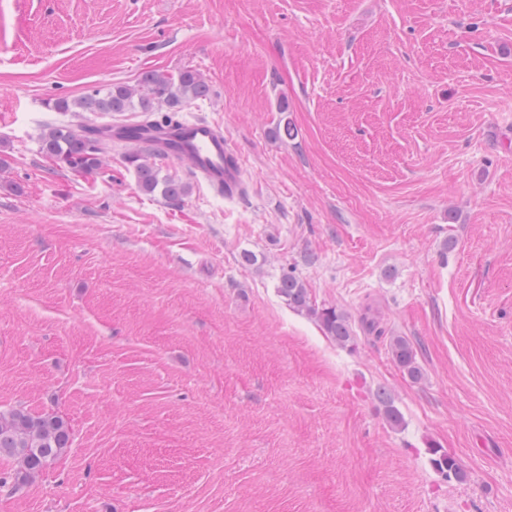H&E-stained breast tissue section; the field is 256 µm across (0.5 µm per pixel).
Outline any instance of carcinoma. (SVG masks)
Here are the masks:
<instances>
[{"label": "carcinoma", "instance_id": "obj_1", "mask_svg": "<svg viewBox=\"0 0 512 512\" xmlns=\"http://www.w3.org/2000/svg\"><path fill=\"white\" fill-rule=\"evenodd\" d=\"M209 93L203 77L193 69L181 71L177 78L157 71L141 75L134 87L112 84L93 89L81 96L58 98L52 108L58 112H140L143 119H153L154 113H163L162 121L169 124L179 119L184 104L201 99ZM40 140L43 152L55 159L67 162L81 172L98 168L99 155L112 149V138L106 128L80 122L67 126H53L45 130ZM153 153L142 154L130 147L128 160L138 173V187L146 194L160 193L176 200L187 192L186 186L170 177L159 176V168L151 162ZM278 295L288 307L317 318L324 333L339 346H347L356 339V332L347 314L336 308L318 309L313 304L305 284L291 273L281 276ZM389 352L403 374L413 382L423 379V371L417 362L416 352L403 336H392ZM385 403L388 423L399 426L403 422L400 411L386 392L379 393ZM71 429L61 416L45 413L35 415L22 408L0 411V459L16 463L11 490L16 491L31 478L62 456L71 446ZM430 463L435 471L448 479L460 480L464 471L457 459L440 448L429 449Z\"/></svg>", "mask_w": 512, "mask_h": 512}]
</instances>
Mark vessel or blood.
<instances>
[{
  "instance_id": "vessel-or-blood-1",
  "label": "vessel or blood",
  "mask_w": 512,
  "mask_h": 512,
  "mask_svg": "<svg viewBox=\"0 0 512 512\" xmlns=\"http://www.w3.org/2000/svg\"><path fill=\"white\" fill-rule=\"evenodd\" d=\"M112 140L146 146L162 159L187 163L218 194L234 197L243 191L237 153L219 123L207 119L172 125L146 121L133 127H113Z\"/></svg>"
}]
</instances>
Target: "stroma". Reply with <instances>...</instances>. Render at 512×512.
Returning a JSON list of instances; mask_svg holds the SVG:
<instances>
[{
    "mask_svg": "<svg viewBox=\"0 0 512 512\" xmlns=\"http://www.w3.org/2000/svg\"><path fill=\"white\" fill-rule=\"evenodd\" d=\"M186 67L210 92L183 116L223 124L244 195L43 153L74 120L53 99ZM287 271L377 332L336 345ZM12 407L72 444L0 512H512V0H0ZM128 153V160L132 163L138 173V187L146 194H160L170 200L180 199L187 192L186 186L170 177L161 179L159 176V168L155 163L151 162V156L155 154L146 152V154L139 153L135 146H130ZM389 352L395 364L411 381L419 382L423 379L424 374L417 362L416 352L407 338L391 336ZM431 454L430 463L435 471L448 479L460 480L464 477V471L457 459L441 448L429 449Z\"/></svg>",
    "mask_w": 512,
    "mask_h": 512,
    "instance_id": "35a3bbf8",
    "label": "stroma"
}]
</instances>
